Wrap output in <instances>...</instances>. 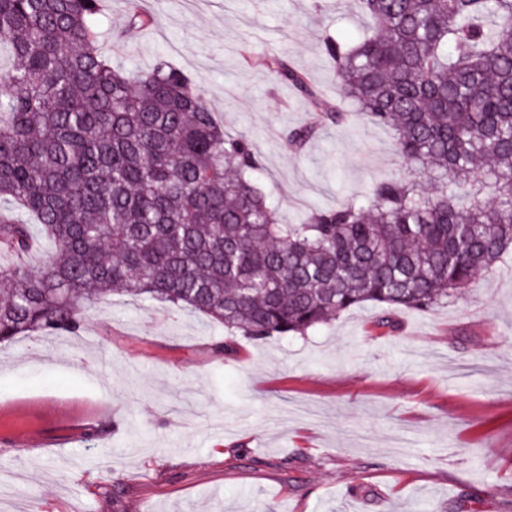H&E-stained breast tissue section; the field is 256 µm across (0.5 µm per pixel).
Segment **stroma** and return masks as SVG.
<instances>
[{
    "label": "stroma",
    "mask_w": 512,
    "mask_h": 512,
    "mask_svg": "<svg viewBox=\"0 0 512 512\" xmlns=\"http://www.w3.org/2000/svg\"><path fill=\"white\" fill-rule=\"evenodd\" d=\"M139 0L155 22L123 53L125 0L99 44L129 68L168 58L228 135L256 145L287 222L400 172L391 131L356 118L302 152L285 137L320 96L349 103L317 49L372 21L356 0ZM365 304L308 335L254 341L157 301H94L75 335L0 345V512H512V258L448 307ZM268 66L277 74L280 81L291 85L302 93L320 112L315 123L299 126L288 132V146L296 151L302 150L320 130L346 120L344 112H337L331 106L319 103L318 94L312 88L307 75L295 67L288 65L281 56L272 55L268 58Z\"/></svg>",
    "instance_id": "35a3bbf8"
}]
</instances>
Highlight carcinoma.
I'll use <instances>...</instances> for the list:
<instances>
[{
	"instance_id": "carcinoma-1",
	"label": "carcinoma",
	"mask_w": 512,
	"mask_h": 512,
	"mask_svg": "<svg viewBox=\"0 0 512 512\" xmlns=\"http://www.w3.org/2000/svg\"><path fill=\"white\" fill-rule=\"evenodd\" d=\"M374 24L320 50L353 111L389 128L407 170L285 223L259 187L256 147L224 133L202 90L163 56L114 65L100 0H0V200L55 246L35 269L0 262V343L76 334L94 296L189 308L252 340L305 336L365 303L445 308L512 253V0H360ZM154 23L136 0L123 44ZM268 66L319 111L303 149L346 114L307 75ZM31 225L0 210V255Z\"/></svg>"
}]
</instances>
